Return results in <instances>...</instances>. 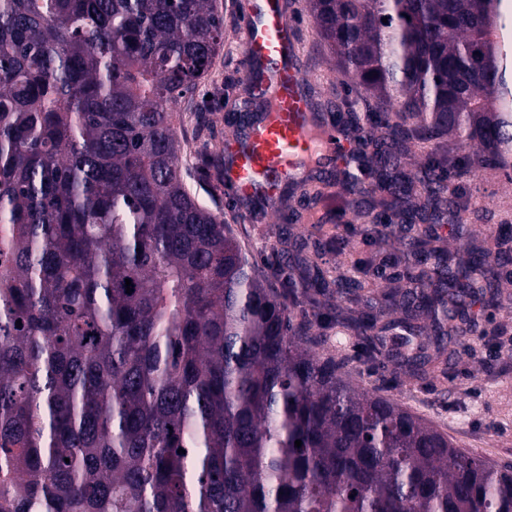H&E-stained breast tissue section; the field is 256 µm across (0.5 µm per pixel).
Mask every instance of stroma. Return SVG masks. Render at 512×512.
Returning a JSON list of instances; mask_svg holds the SVG:
<instances>
[{
    "instance_id": "1",
    "label": "stroma",
    "mask_w": 512,
    "mask_h": 512,
    "mask_svg": "<svg viewBox=\"0 0 512 512\" xmlns=\"http://www.w3.org/2000/svg\"><path fill=\"white\" fill-rule=\"evenodd\" d=\"M250 4L251 0H219L224 47L193 102L179 107L187 133L181 170L194 193L199 190L193 168L196 157L218 150L225 136L232 134L229 120L244 99L241 21ZM288 16L298 22L299 61L311 77V88L339 112H366L352 81L339 74L327 52L321 51L306 0H288ZM227 85L232 91L224 106L213 108L210 94ZM197 108L209 111V128L199 137L194 134ZM450 185L464 196L469 209L480 213L479 219L465 225L466 233L480 240L486 237L487 227L512 229V184L499 169L455 171ZM202 201L217 202L259 265L275 260L285 248L286 237L292 235L305 239L309 260L328 274L339 272L366 286L380 272L387 276L388 287L406 282L398 263L401 232L389 235L380 226L344 223L351 202L341 180H334L321 196L294 197L290 204L255 219L244 215L219 184H212ZM320 353L344 361L355 384L379 391L431 421L458 448L495 462H512V303L478 313L475 332L452 340L442 363L427 377L396 369L383 355L368 358L359 337L339 326L327 329Z\"/></svg>"
}]
</instances>
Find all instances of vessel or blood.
Listing matches in <instances>:
<instances>
[{
  "mask_svg": "<svg viewBox=\"0 0 512 512\" xmlns=\"http://www.w3.org/2000/svg\"><path fill=\"white\" fill-rule=\"evenodd\" d=\"M242 55L245 63L265 64L261 88L271 104V116L254 127L247 143L228 137L220 151L231 165L225 184L232 193H261L275 208L282 181L294 176L303 161L320 155L342 160L346 149L331 123L312 129L311 101L304 91L309 77L299 64V44L283 0H254L243 19Z\"/></svg>",
  "mask_w": 512,
  "mask_h": 512,
  "instance_id": "obj_1",
  "label": "vessel or blood"
}]
</instances>
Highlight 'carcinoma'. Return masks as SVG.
I'll return each mask as SVG.
<instances>
[{
    "label": "carcinoma",
    "mask_w": 512,
    "mask_h": 512,
    "mask_svg": "<svg viewBox=\"0 0 512 512\" xmlns=\"http://www.w3.org/2000/svg\"><path fill=\"white\" fill-rule=\"evenodd\" d=\"M308 2L366 118L400 116L372 139L388 197L352 176L355 211L418 194L405 223L465 224L448 158L407 173L401 158L448 136L475 148L471 168L512 171L506 0ZM223 39L216 0H0V512H512L511 463L317 352L318 320L294 310L357 285L325 278L301 239L260 269L186 188L173 108ZM223 168L197 157L205 185ZM455 243L463 265L408 237L409 287L334 321L374 354L388 318V354L426 374L428 347L464 333L474 295L498 301L512 264Z\"/></svg>",
    "instance_id": "carcinoma-1"
}]
</instances>
